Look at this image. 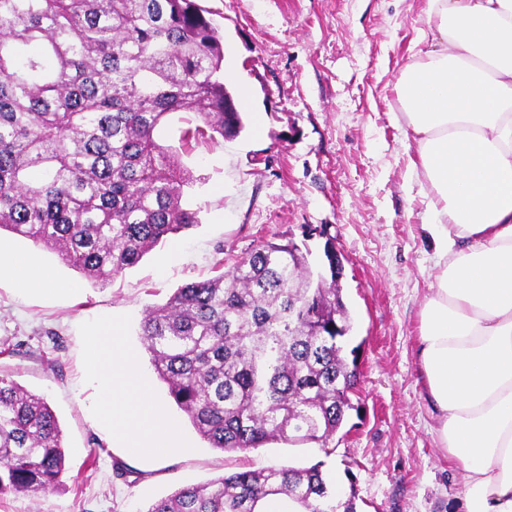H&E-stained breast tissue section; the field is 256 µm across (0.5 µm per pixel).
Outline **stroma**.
I'll use <instances>...</instances> for the list:
<instances>
[{
	"label": "stroma",
	"instance_id": "obj_1",
	"mask_svg": "<svg viewBox=\"0 0 512 512\" xmlns=\"http://www.w3.org/2000/svg\"><path fill=\"white\" fill-rule=\"evenodd\" d=\"M197 3L224 37V82L245 116L238 137L187 150L186 113L156 133L194 178L185 198L200 207L199 224L104 284L42 245L0 233V244L48 279L41 288L0 272V374L47 400L66 455L61 485L1 497L0 512H146L187 483L317 462L352 473L358 512H452L462 470L431 432L418 363L419 313L435 273L423 228L429 186L410 172L414 146L397 98L403 67L425 49L426 0ZM308 226L329 235L305 237ZM329 237L343 257L347 344L360 363L354 408L331 455L283 443L244 453L210 447L171 404L145 354L142 371L190 449L144 458L113 442L87 375L91 338L119 320L140 347L147 306L230 269L261 241L292 239L307 251L311 273H326Z\"/></svg>",
	"mask_w": 512,
	"mask_h": 512
}]
</instances>
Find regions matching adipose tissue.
Masks as SVG:
<instances>
[{
  "mask_svg": "<svg viewBox=\"0 0 512 512\" xmlns=\"http://www.w3.org/2000/svg\"><path fill=\"white\" fill-rule=\"evenodd\" d=\"M423 60L400 98L429 202L435 282L419 364L456 512H512V0H427ZM98 413L133 454L182 449L120 328L89 347Z\"/></svg>",
  "mask_w": 512,
  "mask_h": 512,
  "instance_id": "ef3b65f1",
  "label": "adipose tissue"
}]
</instances>
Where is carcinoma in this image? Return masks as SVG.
Masks as SVG:
<instances>
[{
  "mask_svg": "<svg viewBox=\"0 0 512 512\" xmlns=\"http://www.w3.org/2000/svg\"><path fill=\"white\" fill-rule=\"evenodd\" d=\"M218 28L195 0H0V231L50 249L95 282L134 267L199 224L193 177L156 130L174 112L181 141L240 134L221 75ZM312 279L300 248L261 241L232 269L144 311L140 336L158 378L211 447L269 443L326 454L353 408L357 364L336 281ZM323 463L244 470L187 484L146 512H356ZM66 469L47 401L0 377V497L44 493Z\"/></svg>",
  "mask_w": 512,
  "mask_h": 512,
  "instance_id": "cac0c4a2",
  "label": "carcinoma"
}]
</instances>
